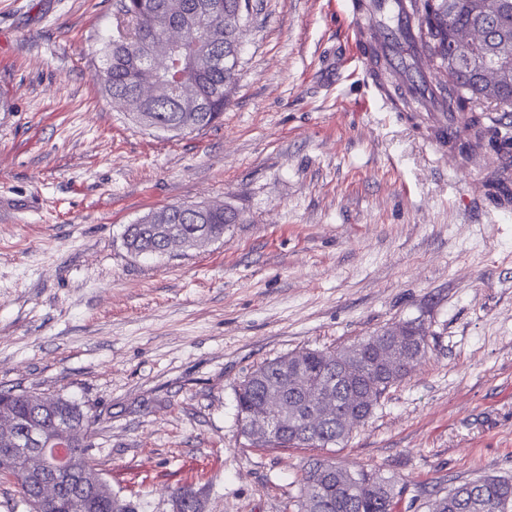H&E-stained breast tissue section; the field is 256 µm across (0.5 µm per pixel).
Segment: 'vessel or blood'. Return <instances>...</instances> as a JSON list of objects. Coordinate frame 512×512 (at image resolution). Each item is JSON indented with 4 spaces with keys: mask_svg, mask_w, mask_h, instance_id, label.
Returning a JSON list of instances; mask_svg holds the SVG:
<instances>
[{
    "mask_svg": "<svg viewBox=\"0 0 512 512\" xmlns=\"http://www.w3.org/2000/svg\"><path fill=\"white\" fill-rule=\"evenodd\" d=\"M344 12L355 25L350 30L355 58L363 79L374 97L387 99L400 94L425 112L431 128L425 142L438 157L453 156L467 135V119L449 110L438 93L439 74L417 72L415 55L418 33L412 17L401 0H374L371 10L357 6V0H343ZM471 189L481 194L489 177L499 183L512 182V169L489 173L481 165H472Z\"/></svg>",
    "mask_w": 512,
    "mask_h": 512,
    "instance_id": "b4317fda",
    "label": "vessel or blood"
}]
</instances>
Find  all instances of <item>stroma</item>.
<instances>
[{
    "label": "stroma",
    "mask_w": 512,
    "mask_h": 512,
    "mask_svg": "<svg viewBox=\"0 0 512 512\" xmlns=\"http://www.w3.org/2000/svg\"><path fill=\"white\" fill-rule=\"evenodd\" d=\"M212 126L145 129L95 81L115 0H0V389L76 401L113 493L294 512L306 461L395 476L396 512L512 477V213L371 97L336 0H251ZM230 206L222 240L134 256L151 211ZM420 323L429 348L347 442L252 444L258 366Z\"/></svg>",
    "instance_id": "stroma-1"
}]
</instances>
